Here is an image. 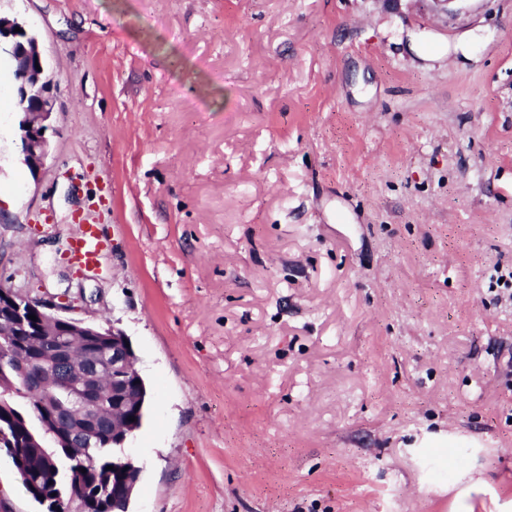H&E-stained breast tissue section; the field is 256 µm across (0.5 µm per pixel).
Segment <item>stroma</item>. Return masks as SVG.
Listing matches in <instances>:
<instances>
[{"label":"stroma","instance_id":"35a3bbf8","mask_svg":"<svg viewBox=\"0 0 512 512\" xmlns=\"http://www.w3.org/2000/svg\"><path fill=\"white\" fill-rule=\"evenodd\" d=\"M0 285L122 331L150 391L129 512L512 498V0H0ZM107 248L68 253L78 213ZM0 512H47L0 455ZM19 27L21 32H14ZM8 54L17 75V98L22 100L18 132L22 141L23 162L35 175L48 155L45 124L54 113L51 79L45 74V59L38 40L17 18L0 16V54ZM38 62L40 70H37ZM29 101V106L27 102ZM474 473V468L468 466L461 468L459 478L461 486L457 489L453 497L452 506L455 509L454 512H471V506L469 504L471 493L477 491L479 487L484 484V480L481 476L474 478Z\"/></svg>","mask_w":512,"mask_h":512}]
</instances>
